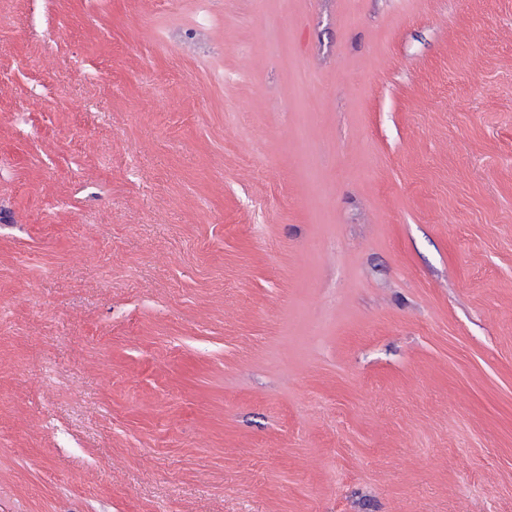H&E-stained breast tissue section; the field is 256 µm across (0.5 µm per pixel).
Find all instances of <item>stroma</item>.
I'll return each mask as SVG.
<instances>
[{
    "mask_svg": "<svg viewBox=\"0 0 512 512\" xmlns=\"http://www.w3.org/2000/svg\"><path fill=\"white\" fill-rule=\"evenodd\" d=\"M0 512H512V0H0Z\"/></svg>",
    "mask_w": 512,
    "mask_h": 512,
    "instance_id": "obj_1",
    "label": "stroma"
}]
</instances>
